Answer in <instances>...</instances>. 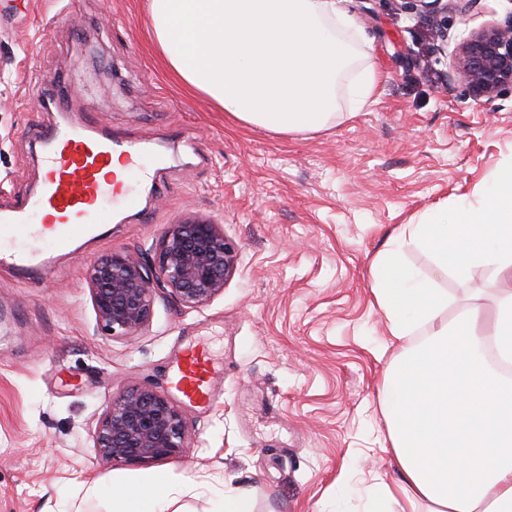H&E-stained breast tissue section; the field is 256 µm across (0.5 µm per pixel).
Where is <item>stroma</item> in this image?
<instances>
[{
  "mask_svg": "<svg viewBox=\"0 0 512 512\" xmlns=\"http://www.w3.org/2000/svg\"><path fill=\"white\" fill-rule=\"evenodd\" d=\"M339 6L368 42L374 101L294 135L241 125L182 90L150 39L147 0H0L1 204L41 181L35 128L76 124L91 105L166 159L162 185L129 173L138 210L105 201L109 222L78 256L52 253L50 280L0 270V512H109L112 495L156 475L179 488L175 512H217L225 486L253 512H366L358 487L399 481L381 448L387 331L370 268L399 225L477 205L512 162V89L477 102L447 78L459 44L511 17L512 0L436 20L394 0ZM60 82L65 108L31 92L53 95ZM193 217L221 224L236 248L223 293L188 309L157 291L146 327L104 335L88 267L114 250H153ZM195 349L217 373L201 404L176 385ZM149 378L183 411L187 448L144 465L102 461L98 417Z\"/></svg>",
  "mask_w": 512,
  "mask_h": 512,
  "instance_id": "1",
  "label": "stroma"
}]
</instances>
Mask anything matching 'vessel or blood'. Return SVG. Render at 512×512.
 Segmentation results:
<instances>
[{
    "label": "vessel or blood",
    "instance_id": "b4317fda",
    "mask_svg": "<svg viewBox=\"0 0 512 512\" xmlns=\"http://www.w3.org/2000/svg\"><path fill=\"white\" fill-rule=\"evenodd\" d=\"M42 158L43 179L39 193L0 211V269L45 280L51 267L46 246L73 250L75 243L93 233L98 205L103 197L133 209L138 198L128 184L113 180L112 160L148 175L141 161L150 147L113 137L96 118L70 127L46 125L36 135ZM39 223H31V213ZM177 382L191 402L207 399L214 378L205 355L187 354L177 365Z\"/></svg>",
    "mask_w": 512,
    "mask_h": 512
}]
</instances>
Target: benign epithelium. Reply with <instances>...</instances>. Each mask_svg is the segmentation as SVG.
<instances>
[{
  "instance_id": "7a95c632",
  "label": "benign epithelium",
  "mask_w": 512,
  "mask_h": 512,
  "mask_svg": "<svg viewBox=\"0 0 512 512\" xmlns=\"http://www.w3.org/2000/svg\"><path fill=\"white\" fill-rule=\"evenodd\" d=\"M450 1L464 12L473 2L402 0L405 9L433 14L447 11ZM456 71L476 98L490 99L512 86V16L472 32L459 45ZM235 258L221 225L206 219L170 225L152 256L112 251L87 270L97 324L113 338L137 334L150 319L158 289L187 308L203 307L224 291ZM92 438L102 460L137 465L182 453L189 430L182 411L147 381L112 397Z\"/></svg>"
}]
</instances>
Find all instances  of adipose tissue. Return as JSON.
<instances>
[{"mask_svg": "<svg viewBox=\"0 0 512 512\" xmlns=\"http://www.w3.org/2000/svg\"><path fill=\"white\" fill-rule=\"evenodd\" d=\"M147 11L170 72L244 124L313 133L373 100L367 41L336 0H147ZM491 183L479 205L399 234L439 272L479 269L496 283L490 331L479 305L458 304L394 253L373 264L396 351L380 404L401 512H512V163ZM174 494L161 478L129 486L112 512H165Z\"/></svg>", "mask_w": 512, "mask_h": 512, "instance_id": "ef3b65f1", "label": "adipose tissue"}]
</instances>
